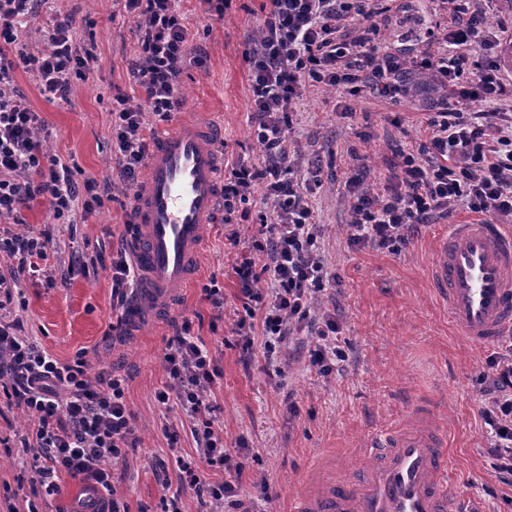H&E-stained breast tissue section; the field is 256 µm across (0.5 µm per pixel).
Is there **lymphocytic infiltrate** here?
<instances>
[{"label":"lymphocytic infiltrate","instance_id":"lymphocytic-infiltrate-1","mask_svg":"<svg viewBox=\"0 0 512 512\" xmlns=\"http://www.w3.org/2000/svg\"><path fill=\"white\" fill-rule=\"evenodd\" d=\"M388 2L267 0L260 36L247 44L256 115L251 136L265 160L260 165L240 157L225 162L218 212L224 238L237 250L233 270L242 312L232 332L243 351L259 349L279 376L285 372L284 354L302 333L309 338V368L318 376H331L344 358L340 321L320 303L336 285L321 246L324 226L313 205L320 175L303 169L286 136L306 84L355 95L368 83L395 98L408 93L403 74L411 70L435 77L445 89L426 119L425 144L399 157L386 185H368L355 175L346 181L349 247L396 250L416 225L460 202L493 223H512V113L490 109L506 92L490 16L471 8V0H447L450 25L429 33L423 47L408 57L376 40ZM47 3L0 0V218L36 202L57 223L67 224L77 202L89 207L115 192L127 198L140 186L156 139L146 119L171 120L182 105V77L190 67L203 65L204 54L192 51L193 35L176 0H124L140 49L129 74L144 100L113 94L112 178L89 177L78 185L70 168L48 149L39 112L15 85L17 70L31 71L38 75L41 95L65 100L73 80L87 78L95 61L91 51L76 45L70 17L47 32L37 51H29L22 28ZM467 102L488 109L463 111ZM242 224L257 228L247 252L237 249ZM49 244L45 233L0 226V253L16 262L9 274H0V391L9 405L36 415L31 435L21 440L35 474L32 500L23 512H38L36 497L44 490L60 492L66 477L81 478L95 492L81 512H121L118 500L105 495L110 483L104 465L139 443L125 401L126 378L108 368L89 375L82 360L58 362L11 316L22 276L43 275ZM264 279L269 287H261ZM162 365L166 381L158 400L181 408L200 445L197 457L177 458L181 490L166 500L164 512H182L180 493L186 489L206 507L221 503L233 512H261L260 502L270 499L269 485L258 484L255 497L242 490L244 464L226 451L211 401L219 373L190 319L175 324ZM479 385L486 463L500 482L512 486L511 342L486 356ZM206 466L224 473V480H206Z\"/></svg>","mask_w":512,"mask_h":512}]
</instances>
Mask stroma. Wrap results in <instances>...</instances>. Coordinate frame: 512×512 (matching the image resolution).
<instances>
[{"label": "stroma", "mask_w": 512, "mask_h": 512, "mask_svg": "<svg viewBox=\"0 0 512 512\" xmlns=\"http://www.w3.org/2000/svg\"><path fill=\"white\" fill-rule=\"evenodd\" d=\"M265 0H234L225 19L208 23L198 0H180L195 34L194 46L207 60L184 76L182 111L202 114L217 125L230 154L261 162L252 139L247 42L259 26ZM497 24V60L512 85V0H488ZM72 15L76 42L93 48L94 69L75 80L68 100L50 101L39 92L35 73L17 71L15 82L40 113L46 143L70 167L74 181L110 176L112 91L140 97L128 72L138 52L134 26L121 0H52L36 23L22 31L30 50L41 44L42 29L57 17ZM438 0H395L380 33L389 49L419 50L428 28L441 21ZM437 95L433 87L390 101L372 87L354 96L336 90L305 88L297 102V120L288 133L304 166L320 167L316 194L322 245L336 274V288L323 299L337 306L342 341L349 358L338 372L322 378L310 372L307 346L291 347L284 376L264 369L262 358L246 361L232 326L241 308L233 255L224 246L222 224L207 225L200 255L201 274L180 304L161 323L145 322L140 335L111 333L120 313L112 305L109 271L96 264L100 250L123 247L126 211L107 201L91 211L76 209L71 223H52L44 207L22 210L20 224L50 230L49 282L23 281L12 304L39 346L62 363L85 359L89 374L112 366L127 377L125 398L138 425L139 446L109 464L112 485L127 512H163L166 489H178L175 460L197 453L193 425L175 403L156 398L166 380L161 357L172 335V320L187 317L193 332L210 349L222 376L211 399L224 430L226 447L246 452L242 489L266 481L274 496L267 512H289L306 482L347 474L364 463L359 452L371 436L409 416L417 404L434 406L448 437L449 496L468 512H512V487L502 485L486 468L479 417L477 380L490 349L466 341L451 326L448 311L431 285L430 266L437 238L453 224L469 219L456 207L446 217L421 225L406 245L394 251L349 248L344 226V184L352 171L384 185L389 164L400 153L418 148L428 132L424 117ZM402 119L401 127L390 123ZM83 252L91 265L84 275H69L71 251ZM224 290V314L216 316L202 290L209 276ZM33 414L12 409L0 417V500L21 503L26 492L22 436L30 433ZM178 431L170 447L166 428Z\"/></svg>", "instance_id": "35a3bbf8"}]
</instances>
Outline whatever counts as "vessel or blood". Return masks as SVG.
Here are the masks:
<instances>
[{"mask_svg":"<svg viewBox=\"0 0 512 512\" xmlns=\"http://www.w3.org/2000/svg\"><path fill=\"white\" fill-rule=\"evenodd\" d=\"M213 134L197 116H180L149 154L147 176L132 198V258L146 273L138 302L123 319L137 332L149 310L171 305L198 272L204 227L220 200ZM431 281L458 332L490 344L512 331V228L466 221L435 248ZM371 467L347 483L307 488L295 512H448V453L432 412L371 438Z\"/></svg>","mask_w":512,"mask_h":512,"instance_id":"obj_1","label":"vessel or blood"}]
</instances>
